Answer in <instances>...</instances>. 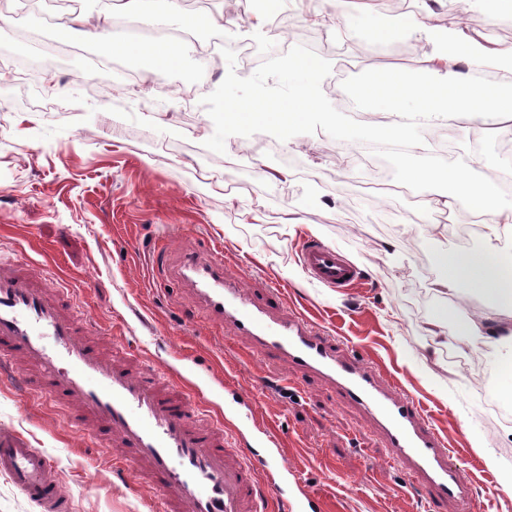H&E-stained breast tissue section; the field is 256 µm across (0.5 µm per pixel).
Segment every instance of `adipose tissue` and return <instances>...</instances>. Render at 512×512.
Masks as SVG:
<instances>
[{
	"mask_svg": "<svg viewBox=\"0 0 512 512\" xmlns=\"http://www.w3.org/2000/svg\"><path fill=\"white\" fill-rule=\"evenodd\" d=\"M456 2L420 0L419 14L394 21L365 14V30L373 42L406 44L418 58L415 67L372 71L350 88L349 95L359 110L381 115V122H351L321 94L325 61L292 53L281 63L295 77L288 95L226 100L221 111L224 128L245 132L255 126L277 130L285 125H312L322 127L337 144L352 150L371 137L381 136L426 153L433 151L434 145L420 141L418 133L437 122L452 124L463 118L484 125L493 123L501 132L511 134L512 48L491 46L461 26L437 24L440 10ZM118 12L146 26L166 24L184 30L224 25L220 14L199 17L187 13L181 0H104L95 15H62L56 27L92 41L102 58L116 54L141 58L157 74L180 68L186 53L202 58L208 53L207 45L202 43L186 49L170 40L151 44L114 42L110 28ZM479 68L498 74L493 88L475 84L474 73ZM473 170L472 162L461 160L445 171L436 166L406 171L407 177L423 184L447 179L450 191L435 200L436 210L485 218L488 251L446 256L444 273L433 282L442 295H460L463 283L469 280L479 281L499 294L512 287V207H500L495 191L476 178Z\"/></svg>",
	"mask_w": 512,
	"mask_h": 512,
	"instance_id": "ef3b65f1",
	"label": "adipose tissue"
}]
</instances>
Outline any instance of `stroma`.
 <instances>
[{
  "label": "stroma",
  "mask_w": 512,
  "mask_h": 512,
  "mask_svg": "<svg viewBox=\"0 0 512 512\" xmlns=\"http://www.w3.org/2000/svg\"><path fill=\"white\" fill-rule=\"evenodd\" d=\"M0 16V60L25 40L54 45L40 92L17 87L0 100V246L39 266L49 287L70 289L82 337L106 347L121 341L191 385L215 417L234 412L231 435L252 460L272 454L258 425L284 433L278 466L287 476L272 512H298V477L324 498L325 512H424L422 488L388 463L361 410L319 380L302 383L285 361L246 357V341L212 326L190 291L169 279L181 251L221 245L228 272L248 274L258 288L286 287L289 302L339 347L362 352L422 401L467 474L478 512H512V490L498 476L512 468V425L487 405L505 401L501 350L465 324L512 306L477 284L459 299L432 289L444 255L481 253L486 244L480 218L464 235L432 212L446 180L406 185L404 168L428 164L427 154L391 157L392 179L382 188L319 128L258 127L243 137L208 126L225 98L224 69L214 64L209 90L188 108L194 69L155 74L123 56L112 58L111 79L92 96L82 86L97 60L91 45L34 16L18 19L10 0H0ZM444 17L512 46V25L488 23L468 0ZM416 61L373 44L359 58L334 56L322 92ZM287 157L300 167L288 180L273 179ZM215 177L223 182L218 194ZM436 222L448 231L434 238ZM312 225L318 240L365 270L369 287L335 291L309 281L298 247ZM432 321L441 342L426 333ZM2 430L50 457L71 512H162L157 492L118 463L112 446L29 395L24 370L11 362L0 364Z\"/></svg>",
  "instance_id": "obj_1"
}]
</instances>
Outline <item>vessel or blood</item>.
Masks as SVG:
<instances>
[{"label":"vessel or blood","mask_w":512,"mask_h":512,"mask_svg":"<svg viewBox=\"0 0 512 512\" xmlns=\"http://www.w3.org/2000/svg\"><path fill=\"white\" fill-rule=\"evenodd\" d=\"M299 260L327 288L344 291L364 280L361 268L314 239L302 243ZM174 274L209 321L246 339L253 356L286 361L365 410L389 462L423 487L425 512L467 497L469 480L420 403L373 364L340 350L333 336L287 305L277 285L258 290L227 276L218 253H183ZM77 324L70 302L49 293L33 263L0 249V359L21 361L31 390L63 406L89 436L118 448L121 463L159 493L163 512H260L253 461L223 424L195 409L188 386L121 347L104 354L79 339ZM0 472L43 512H69L51 459L24 437L0 433Z\"/></svg>","instance_id":"b4317fda"}]
</instances>
